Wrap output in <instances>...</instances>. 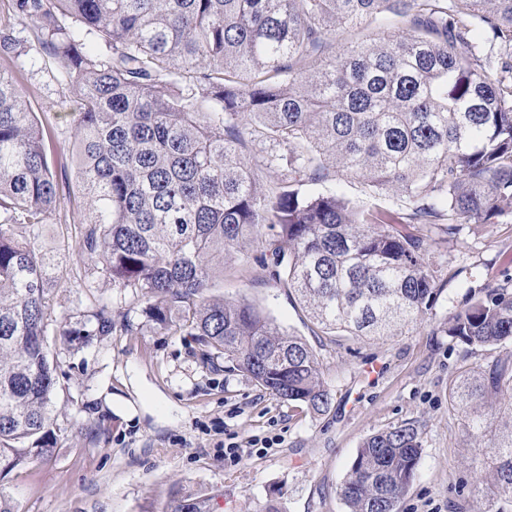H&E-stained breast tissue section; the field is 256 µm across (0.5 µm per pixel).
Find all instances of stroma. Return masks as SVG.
<instances>
[{"mask_svg":"<svg viewBox=\"0 0 512 512\" xmlns=\"http://www.w3.org/2000/svg\"><path fill=\"white\" fill-rule=\"evenodd\" d=\"M13 69L35 112L74 145L67 88L48 56L22 55ZM82 225L52 219L35 244L55 257L47 342L59 374L55 451L0 476L17 512H175L184 494L206 512H347L337 493L369 436L411 422L422 438L418 476L401 512H469L475 474L465 460L461 413L448 392L462 370L512 361V344L472 347L449 334L454 313L482 288L512 279V214L439 234L431 259L448 286L427 320L394 336L322 333L294 294L270 280L254 242L224 266L212 297L247 300L307 341L329 393L325 411L287 403L223 359L208 360L188 331L160 329L145 300L91 273ZM107 307L110 335L65 342ZM269 449L259 448L263 439ZM244 450L225 459L224 441Z\"/></svg>","mask_w":512,"mask_h":512,"instance_id":"obj_1","label":"stroma"}]
</instances>
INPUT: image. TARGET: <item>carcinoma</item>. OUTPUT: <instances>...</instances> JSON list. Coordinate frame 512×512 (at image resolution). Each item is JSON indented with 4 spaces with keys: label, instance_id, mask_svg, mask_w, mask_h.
<instances>
[{
    "label": "carcinoma",
    "instance_id": "carcinoma-1",
    "mask_svg": "<svg viewBox=\"0 0 512 512\" xmlns=\"http://www.w3.org/2000/svg\"><path fill=\"white\" fill-rule=\"evenodd\" d=\"M22 22L32 39L14 37ZM367 23L395 34L336 51L337 30ZM15 52L51 55L68 87L77 197L48 160L54 130L19 89ZM347 177L395 206L351 204L336 189ZM65 201L93 269L148 301L156 324L322 412L312 348L250 302L210 297L216 265L257 239L261 267L321 328L390 336L423 323L445 291L431 229L512 211V0H11L0 17L1 475L54 451L53 258L32 240ZM93 318L87 335L112 333L106 309ZM448 332L512 343V280ZM450 399L487 448L473 512H512V362L477 367ZM421 454L413 424L366 438L339 488L348 512H399Z\"/></svg>",
    "mask_w": 512,
    "mask_h": 512
}]
</instances>
